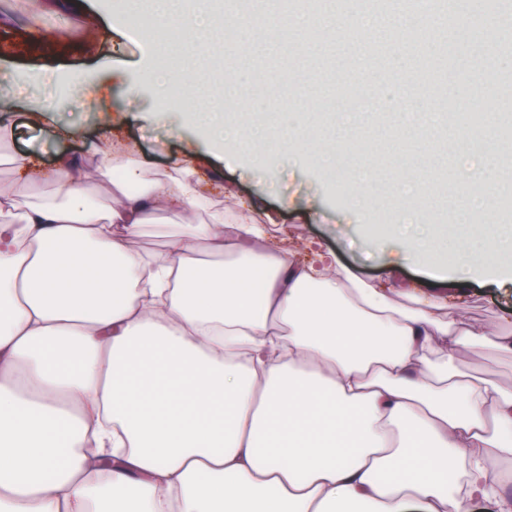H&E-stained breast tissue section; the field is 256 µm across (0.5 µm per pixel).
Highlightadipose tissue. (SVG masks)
Returning a JSON list of instances; mask_svg holds the SVG:
<instances>
[{
	"label": "adipose tissue",
	"mask_w": 512,
	"mask_h": 512,
	"mask_svg": "<svg viewBox=\"0 0 512 512\" xmlns=\"http://www.w3.org/2000/svg\"><path fill=\"white\" fill-rule=\"evenodd\" d=\"M348 19L368 39L418 23L324 0L280 24L334 38ZM182 32L190 56L222 44L204 13ZM130 152L15 156L0 188V512H512V389L457 364L512 355V319L472 323L460 278L387 288L330 252L296 262L242 213L196 224L194 145L152 180ZM443 253L500 259L417 224L394 262Z\"/></svg>",
	"instance_id": "1"
}]
</instances>
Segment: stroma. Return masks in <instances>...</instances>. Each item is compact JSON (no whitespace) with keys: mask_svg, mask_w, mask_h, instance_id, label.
I'll return each mask as SVG.
<instances>
[{"mask_svg":"<svg viewBox=\"0 0 512 512\" xmlns=\"http://www.w3.org/2000/svg\"><path fill=\"white\" fill-rule=\"evenodd\" d=\"M129 23L126 0H0V109L9 108L20 94L29 105L28 110L13 113V134L0 142V155L34 154L46 169L62 154L95 164L108 139L116 136L131 146L132 160L152 170H166L179 159L184 140H193L197 165L212 179L209 192L215 202L228 207L241 200L254 216L274 214L275 223L267 227L271 237L287 242L300 257L308 242L321 244L365 282L383 277L392 257V236L376 227L394 214L399 183L409 163L444 174L419 205L425 221L455 224L460 232L472 233L473 222L461 220L458 208L475 178L451 148V113H443L433 132L402 138L398 131L403 115L389 109L400 100L431 105L428 93L406 74L450 36L455 19L425 25L412 39L402 40L399 54L388 55L386 77L366 89L383 109L361 113L359 139L343 137L336 128L337 113L350 106L343 91L346 74L364 64L359 45L316 39L300 63L291 48L303 35L293 31L287 50L253 68L242 56L250 46H263L268 33L261 30L253 45L225 42L217 56L200 66L196 98L204 103L219 97L226 70L241 72L245 85L270 77L287 120L308 140L332 141L337 168L333 174L305 149L285 150L273 143L257 159L212 137L198 123L176 127L169 117L185 114L186 104L180 100L166 105L168 86L152 82L130 94L126 76L153 72L157 47L148 30L114 42L110 26ZM460 67L466 74L464 88H449V100L466 93L469 101L486 106L493 123H501L502 112L492 91L481 83L479 65L464 58ZM48 95L54 109L44 113L40 107ZM35 109L40 110V118H32ZM360 160L377 175L367 191L353 178ZM429 276L467 277L470 315L489 331L497 330L501 315L512 314V261L466 270L458 262L437 258L407 265L400 274L410 283Z\"/></svg>","mask_w":512,"mask_h":512,"instance_id":"obj_1","label":"stroma"}]
</instances>
